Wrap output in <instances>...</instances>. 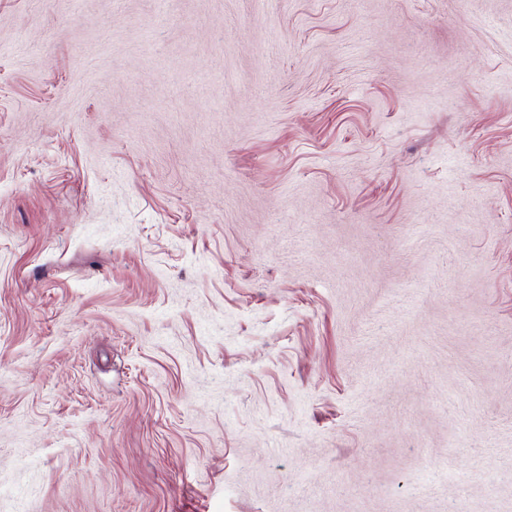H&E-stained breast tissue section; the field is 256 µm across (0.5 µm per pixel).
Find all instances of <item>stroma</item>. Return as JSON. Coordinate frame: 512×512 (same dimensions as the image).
<instances>
[{"label":"stroma","mask_w":512,"mask_h":512,"mask_svg":"<svg viewBox=\"0 0 512 512\" xmlns=\"http://www.w3.org/2000/svg\"><path fill=\"white\" fill-rule=\"evenodd\" d=\"M0 0V512H512V0Z\"/></svg>","instance_id":"35a3bbf8"}]
</instances>
